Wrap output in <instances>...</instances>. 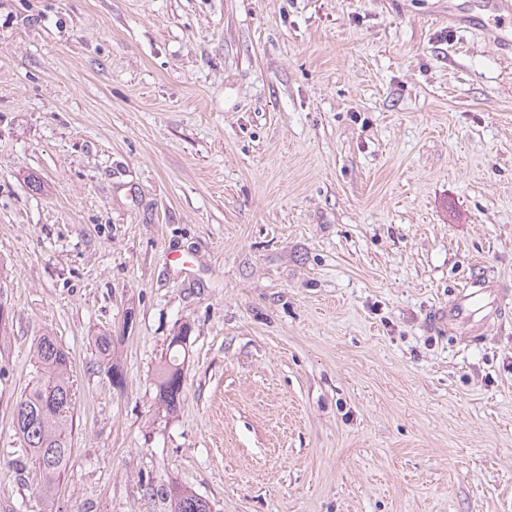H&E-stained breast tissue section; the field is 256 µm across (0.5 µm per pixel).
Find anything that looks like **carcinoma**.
I'll use <instances>...</instances> for the list:
<instances>
[{
	"instance_id": "carcinoma-1",
	"label": "carcinoma",
	"mask_w": 512,
	"mask_h": 512,
	"mask_svg": "<svg viewBox=\"0 0 512 512\" xmlns=\"http://www.w3.org/2000/svg\"><path fill=\"white\" fill-rule=\"evenodd\" d=\"M185 341L186 336L183 334L172 338L156 376L159 401L171 413L177 411L184 397L180 348ZM96 348L103 359L107 360L113 382L121 383L119 366L108 360L112 355V337H97ZM33 358L41 377L16 402L13 416L17 417V423L13 427L22 447L26 448L38 468L41 482L36 494L46 499L54 494L72 451L69 436L73 428L75 393L70 356L57 344L54 337H40L34 346ZM172 499L175 512H210L207 502L185 489H173Z\"/></svg>"
}]
</instances>
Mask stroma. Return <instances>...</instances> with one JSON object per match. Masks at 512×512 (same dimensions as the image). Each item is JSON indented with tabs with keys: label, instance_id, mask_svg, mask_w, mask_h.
<instances>
[{
	"label": "stroma",
	"instance_id": "35a3bbf8",
	"mask_svg": "<svg viewBox=\"0 0 512 512\" xmlns=\"http://www.w3.org/2000/svg\"><path fill=\"white\" fill-rule=\"evenodd\" d=\"M481 13L0 0V512H174L175 486L211 512H512V319L436 321L475 278L512 289V55ZM46 334L76 409L44 502L12 410ZM185 341L186 335L173 336L156 376L159 401L171 413L177 411L184 397L183 362L179 361L180 348L184 350Z\"/></svg>",
	"mask_w": 512,
	"mask_h": 512
}]
</instances>
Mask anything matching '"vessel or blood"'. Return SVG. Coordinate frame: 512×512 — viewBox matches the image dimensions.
Wrapping results in <instances>:
<instances>
[{"label": "vessel or blood", "mask_w": 512, "mask_h": 512, "mask_svg": "<svg viewBox=\"0 0 512 512\" xmlns=\"http://www.w3.org/2000/svg\"><path fill=\"white\" fill-rule=\"evenodd\" d=\"M498 18L491 37L502 53H512V0H487ZM512 316V290L492 279L472 281L453 296L440 319L449 330L470 336L485 334L493 324Z\"/></svg>", "instance_id": "1"}]
</instances>
